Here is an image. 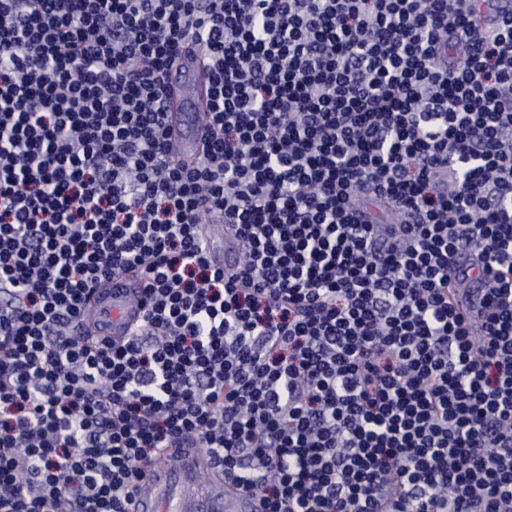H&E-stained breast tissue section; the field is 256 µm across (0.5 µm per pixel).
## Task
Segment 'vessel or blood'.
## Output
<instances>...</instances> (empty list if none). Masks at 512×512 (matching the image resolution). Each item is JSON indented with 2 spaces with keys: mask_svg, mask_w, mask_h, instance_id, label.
Returning a JSON list of instances; mask_svg holds the SVG:
<instances>
[{
  "mask_svg": "<svg viewBox=\"0 0 512 512\" xmlns=\"http://www.w3.org/2000/svg\"><path fill=\"white\" fill-rule=\"evenodd\" d=\"M168 82L175 91L170 123L174 128L169 154L194 162L202 155L204 88L208 82L207 63L200 51L185 52L170 71ZM212 257L217 263L230 261L231 248L224 243V227L207 228ZM141 282L124 276L102 285L91 299L93 335L115 341L129 336L139 322L143 307L139 299ZM251 494L226 488L224 478L210 458L198 452L175 454L174 464L151 471L145 489L132 502L131 512H258Z\"/></svg>",
  "mask_w": 512,
  "mask_h": 512,
  "instance_id": "1",
  "label": "vessel or blood"
}]
</instances>
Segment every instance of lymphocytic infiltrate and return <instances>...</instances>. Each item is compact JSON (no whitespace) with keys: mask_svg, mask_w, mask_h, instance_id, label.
I'll use <instances>...</instances> for the list:
<instances>
[{"mask_svg":"<svg viewBox=\"0 0 512 512\" xmlns=\"http://www.w3.org/2000/svg\"><path fill=\"white\" fill-rule=\"evenodd\" d=\"M485 2L0 0V512H130L167 448L260 512H512V13ZM132 272L142 322L87 334ZM207 82L205 57L195 48L185 52L169 73L168 83L175 97L170 114L174 133L168 153L174 158L196 162L202 155L205 129L200 111ZM210 252L214 260L219 264L231 261L234 252L226 244L224 245V226L221 224H208L207 228Z\"/></svg>","mask_w":512,"mask_h":512,"instance_id":"obj_1","label":"lymphocytic infiltrate"}]
</instances>
